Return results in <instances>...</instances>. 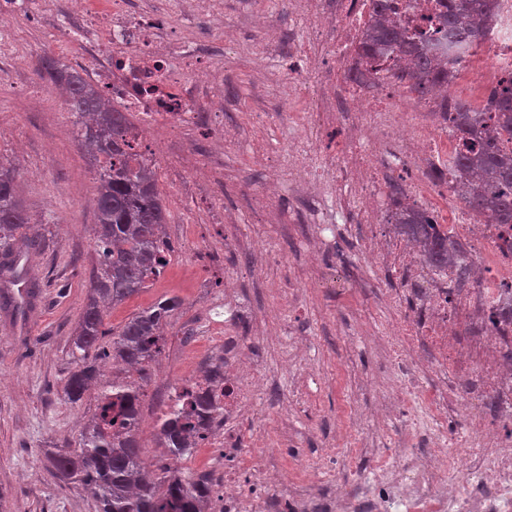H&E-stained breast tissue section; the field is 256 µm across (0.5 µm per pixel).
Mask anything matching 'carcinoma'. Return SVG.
Listing matches in <instances>:
<instances>
[{
  "label": "carcinoma",
  "mask_w": 512,
  "mask_h": 512,
  "mask_svg": "<svg viewBox=\"0 0 512 512\" xmlns=\"http://www.w3.org/2000/svg\"><path fill=\"white\" fill-rule=\"evenodd\" d=\"M502 7L501 0H450L440 20V39L448 41V55L430 48L413 47L406 34L382 20L367 35L364 55L388 48L410 56L416 89L451 83L448 63L464 60L469 50L487 34ZM43 75L62 84L75 117L76 139L91 157L102 161L97 172L96 246L98 266L90 280V298L70 343L75 369L65 393L77 403L97 378L92 353L100 341L112 336V358L141 371L163 350L162 325L181 307L177 296L163 298L132 316L112 335L106 329L104 305H116L138 294L158 277L167 263L169 243L160 232L165 209L157 187L155 168L140 159L127 139L130 122L112 108L96 85L79 71L54 61L42 65ZM460 144L449 168L454 170L453 190L490 224L512 225V75L491 95L488 105L475 109L459 102L453 118ZM401 223L422 237L426 258L433 264L452 262L462 249L448 239L430 234L422 215L406 210ZM30 218L16 192L11 169L0 163V269L8 283L23 281L18 272L22 254L12 246L28 228ZM25 282V281H23ZM35 284L25 282V296L34 295ZM186 408L173 419L157 424L161 447L173 459L191 453L195 439L223 415L212 394L186 391ZM141 394L129 384H112L97 393L95 419L84 424L73 452L50 451V471L62 481H80L89 487L97 512H206L208 478L187 477L178 468H167L156 480L141 479L145 472L140 453Z\"/></svg>",
  "instance_id": "1"
}]
</instances>
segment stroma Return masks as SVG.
<instances>
[{
	"label": "stroma",
	"instance_id": "stroma-1",
	"mask_svg": "<svg viewBox=\"0 0 512 512\" xmlns=\"http://www.w3.org/2000/svg\"><path fill=\"white\" fill-rule=\"evenodd\" d=\"M291 11L288 0H221L216 14L199 16L182 31L186 39L204 43L224 29L238 32V46L224 52V104L240 135L225 145L219 158L224 178L210 188L205 202L188 175L171 176L175 159L165 149L156 151L166 209L164 232L174 247L173 259L153 287L110 307L105 317L115 333L162 297L175 295L182 301L165 328L164 349L147 378L128 375L106 356L99 361L101 385L132 383L142 389L141 452L156 474L166 460L156 437L157 421L181 379L209 362L212 322L224 316L213 298L223 289L226 273L238 275L249 310L241 332L255 338L254 351L273 383L272 393L258 401L255 411L238 420L244 435L287 429L311 461H318L322 449L349 427L343 407L346 392H354L360 402H372L373 394L361 380L387 372L380 351L353 349L347 337L352 313L365 315L378 306L377 295L349 274L360 258L348 225H340L329 255L311 269L302 255L307 227L297 223L283 200L272 203L260 224H220L211 213L210 203L216 200L249 214L251 196L266 180L257 153L282 149L291 135L288 115L297 106L288 96V79L262 67L263 59L287 54ZM13 32L19 59L0 68V162L15 169L31 219L28 233L42 240L41 249L28 256L42 297L23 320L0 307V512H96L89 488L58 481L45 458L49 449L75 450L80 427L96 410L94 396L74 404L64 388L74 369L70 339L87 304L90 273L98 258L93 231L97 168L75 136L63 133V124L72 123L73 117L63 96L41 78L39 67L45 58L83 73L88 66L76 39L44 47L39 33L21 18L14 20ZM259 111L270 118L256 129L252 115ZM242 239L268 244L285 259L258 266L251 250L239 249L233 259L225 255V246L237 247ZM297 282L305 294L294 330L314 344V369L327 384L308 391L304 409L270 422L265 411L286 401L301 387L302 377L297 361L284 360L282 346L262 335L260 323L265 310L278 304L282 288Z\"/></svg>",
	"mask_w": 512,
	"mask_h": 512
}]
</instances>
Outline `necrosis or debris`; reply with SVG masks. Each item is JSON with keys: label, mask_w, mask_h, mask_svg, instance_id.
I'll use <instances>...</instances> for the list:
<instances>
[{"label": "necrosis or debris", "mask_w": 512, "mask_h": 512, "mask_svg": "<svg viewBox=\"0 0 512 512\" xmlns=\"http://www.w3.org/2000/svg\"><path fill=\"white\" fill-rule=\"evenodd\" d=\"M412 41H432L448 0H388ZM307 31L288 56L305 110L283 152H262L268 174L252 212L287 194L310 225L306 253L321 260L333 225L354 231L364 267L383 283L382 312L353 345L380 346L390 378H370L378 404H351L356 427L343 445L376 438L368 472L335 477L336 454L322 453L316 478L281 480L264 450L277 439L242 444L233 421L266 392L268 381L246 344L225 335L222 512H512V227L472 223L438 180L460 142L446 108L456 91L485 106L512 73V6L494 20L482 46L455 68L452 85L419 94L392 78V54L370 64L361 46L373 0H297ZM25 18L44 41L77 35L105 77L106 99L141 113L132 133L158 130L172 145L189 133L232 139L224 125V64L218 50L182 37L164 12L133 10L128 0H0V61L12 59L11 22ZM376 66L374 80L354 75ZM421 212L431 228L461 244L466 272L430 265L418 242L395 226L398 208Z\"/></svg>", "instance_id": "4bbe7bcc"}]
</instances>
